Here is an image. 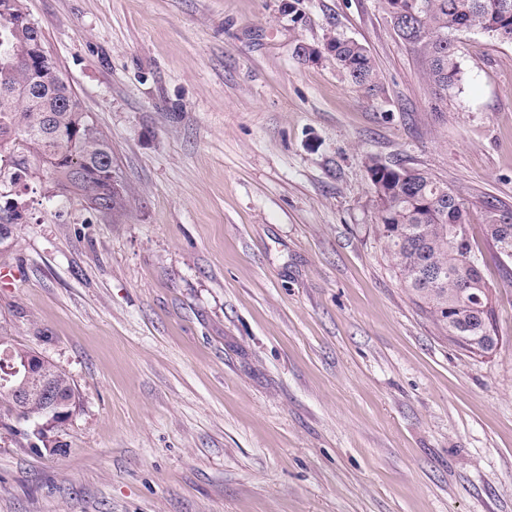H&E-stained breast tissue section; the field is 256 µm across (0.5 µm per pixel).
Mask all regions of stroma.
I'll return each instance as SVG.
<instances>
[{
    "mask_svg": "<svg viewBox=\"0 0 512 512\" xmlns=\"http://www.w3.org/2000/svg\"><path fill=\"white\" fill-rule=\"evenodd\" d=\"M107 135L117 216L21 204L0 316L72 376L67 450L0 426V512H512V42L426 81L380 0H24ZM369 49L377 91L321 49ZM464 203L503 338L449 341L385 251L366 160ZM486 223L485 233L490 238L500 254L512 259V213L500 210L491 201L485 203ZM506 242L508 250L502 245Z\"/></svg>",
    "mask_w": 512,
    "mask_h": 512,
    "instance_id": "obj_1",
    "label": "stroma"
}]
</instances>
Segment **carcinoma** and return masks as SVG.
Masks as SVG:
<instances>
[{
    "instance_id": "obj_1",
    "label": "carcinoma",
    "mask_w": 512,
    "mask_h": 512,
    "mask_svg": "<svg viewBox=\"0 0 512 512\" xmlns=\"http://www.w3.org/2000/svg\"><path fill=\"white\" fill-rule=\"evenodd\" d=\"M401 37L418 46L425 77L446 92L460 81L458 49L448 33L479 30L512 42V0H382ZM41 40L23 0H0V166L13 169L18 183L42 173L62 193L82 199L102 214L121 211L127 189L115 177L112 146L74 93L65 97V81L53 60L22 63L26 47ZM324 49L353 83L370 89L380 75L367 48L339 35ZM371 185L384 188L378 201L380 231L396 273L415 302L448 333V339L471 354H489L499 345L490 288L482 272L481 253L472 244L465 206L448 183L415 170H402L376 158L367 163ZM16 209L0 207V246L12 241ZM485 233L500 254L512 259V213L485 203ZM15 360L33 348L18 343L0 318V355ZM44 370L62 397L78 398L70 374L50 360ZM0 365V424L30 449L44 439L65 434L61 425L43 427L46 409L31 396L18 410L12 386L34 388L19 374L4 381Z\"/></svg>"
}]
</instances>
